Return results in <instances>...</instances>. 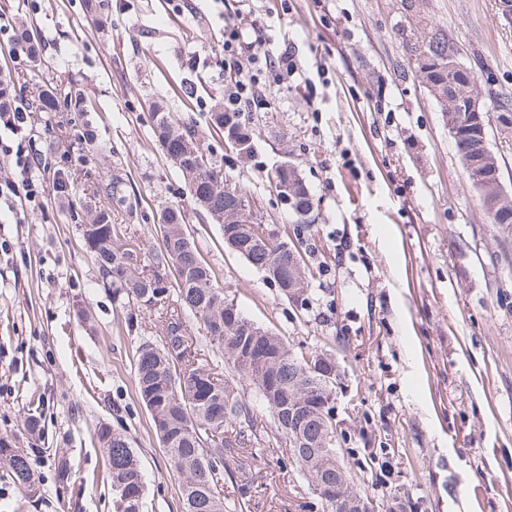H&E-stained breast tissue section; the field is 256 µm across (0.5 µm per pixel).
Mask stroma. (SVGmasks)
<instances>
[{
	"instance_id": "35a3bbf8",
	"label": "stroma",
	"mask_w": 512,
	"mask_h": 512,
	"mask_svg": "<svg viewBox=\"0 0 512 512\" xmlns=\"http://www.w3.org/2000/svg\"><path fill=\"white\" fill-rule=\"evenodd\" d=\"M0 0L37 30L43 63L0 55L15 98L32 111L12 151L40 150L50 170L37 205L0 213V438L26 450L39 487L29 496L0 463V512H113L94 435L126 434L145 480L143 512H179L150 415L135 393L134 354L163 334L104 291L78 227L100 209L154 262L161 208H183L215 287L293 353L331 354L336 446L373 512H512V224L491 223L440 107L415 74L430 30H442L482 90L512 97V23L499 0ZM292 47L297 71L265 77L244 117L255 131L243 160L210 120L224 98L225 21ZM80 90L89 107L37 109L39 93ZM162 102L193 125L259 221L300 231L318 274L287 300L203 220L151 134ZM294 164L314 207L308 229L281 205L267 174ZM63 169L59 192L52 175ZM111 182L118 195L93 194ZM42 436L29 433V411ZM228 500L244 512H327L277 444L228 461Z\"/></svg>"
}]
</instances>
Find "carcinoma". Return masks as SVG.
<instances>
[{
	"label": "carcinoma",
	"instance_id": "1",
	"mask_svg": "<svg viewBox=\"0 0 512 512\" xmlns=\"http://www.w3.org/2000/svg\"><path fill=\"white\" fill-rule=\"evenodd\" d=\"M453 52L448 38L437 30L419 53L440 66L435 77L420 79L433 98L438 90L447 88L448 58ZM74 100L86 106L79 91L69 87L47 99L44 109L59 112ZM212 120L221 131L230 122L245 136L253 137L252 127L243 122L239 112H214ZM151 130L166 159L180 160L174 168L182 176L189 197L221 226L224 242H235L239 254L276 284L292 275L290 239L270 249H256L245 225L224 222V209L237 206L248 195L242 189L235 197L224 195L217 182L222 168L194 141L195 130L170 112L153 113ZM280 201L295 214H306L312 207V196L303 184L294 196L282 195ZM158 229L155 260L158 265L174 268L170 288L158 271L147 274L132 263L133 251L122 244L126 230L112 223L108 211L102 210L89 223L80 225L82 239L94 256L103 286L112 290L113 301L169 314L165 335L158 341H143L136 350L135 393L148 410L169 467L178 477L180 512H235L237 506L224 502V484L233 478L226 465L228 454L247 447L255 437L269 446L288 441V399L299 386L310 389L304 407L310 436L333 428L329 402L334 399L336 385L324 387L306 378L297 364L298 356L292 354L283 337L230 332L233 326L246 327L249 319L236 301L213 286L215 273L203 259L180 208L163 207ZM275 252L282 259L277 274L268 265ZM184 314L203 324L207 346L218 361L202 357L198 343L185 332ZM227 370L257 389L273 418L270 430L259 434L254 429L252 408L223 379ZM97 437L108 463L114 512H142L143 475L129 439L107 427L98 428ZM0 459L8 464L19 489L32 496L37 493L27 455L6 448L0 439ZM319 463L332 500L336 497V480L332 479L336 457L322 453Z\"/></svg>",
	"mask_w": 512,
	"mask_h": 512
}]
</instances>
